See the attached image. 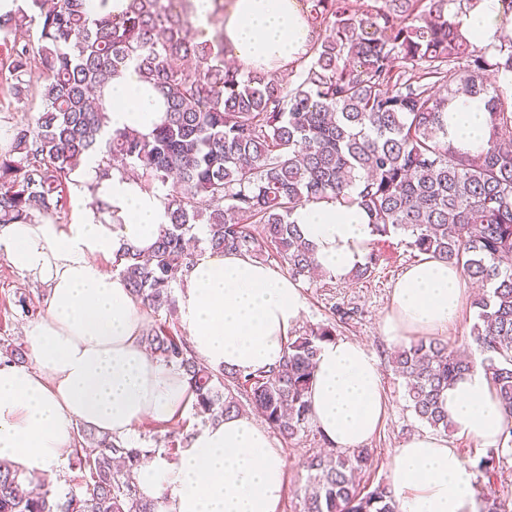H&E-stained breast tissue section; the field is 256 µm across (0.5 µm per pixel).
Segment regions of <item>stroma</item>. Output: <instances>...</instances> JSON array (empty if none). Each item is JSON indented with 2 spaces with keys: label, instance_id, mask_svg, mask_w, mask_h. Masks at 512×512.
I'll list each match as a JSON object with an SVG mask.
<instances>
[{
  "label": "stroma",
  "instance_id": "35a3bbf8",
  "mask_svg": "<svg viewBox=\"0 0 512 512\" xmlns=\"http://www.w3.org/2000/svg\"><path fill=\"white\" fill-rule=\"evenodd\" d=\"M40 108V99L17 101L9 94L6 85L0 84V142L8 141L14 126L33 118ZM382 250L386 260L369 282L335 279L326 282L305 280L301 283L306 299L301 327L330 320L332 306L351 310L348 320L337 323V336L361 341L380 361L387 412L381 427L367 442L373 461L362 482L370 488L388 484L389 464L396 448L409 435L425 428L409 406L404 382L390 364L392 348L380 332L394 285L415 259L405 243L396 237L383 243ZM21 294L27 299L28 309H21L16 303ZM46 295L45 284L24 276L5 255L0 254V344L22 343L21 326L44 314ZM275 444L283 448L288 461L287 488L280 512H302L304 488L309 476L307 462L314 454L328 451L329 445L318 433L291 441L279 437Z\"/></svg>",
  "mask_w": 512,
  "mask_h": 512
}]
</instances>
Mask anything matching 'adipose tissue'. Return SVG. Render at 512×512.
Returning <instances> with one entry per match:
<instances>
[{"mask_svg":"<svg viewBox=\"0 0 512 512\" xmlns=\"http://www.w3.org/2000/svg\"><path fill=\"white\" fill-rule=\"evenodd\" d=\"M512 21V0H477L460 28L477 46L496 41ZM227 55L241 72H280L311 46L300 0H229L221 22ZM109 127L147 135L164 114L154 92L127 69L112 82ZM448 140L464 152L485 147V103L462 100L448 114ZM97 193L111 213L71 224L40 218L0 226V252L48 287L46 312L22 332L31 360L0 364V460L49 473L70 454L79 425L119 440L144 420L165 422L193 397L181 371L160 364L142 342L143 313L123 279L102 260L121 244L149 250L168 222L159 194L113 176ZM297 223L321 267L338 279L361 265L372 240L364 211L330 204L301 210ZM463 280L447 263L426 259L397 280L381 331L392 343L454 323ZM306 309L298 282L241 253L198 255L179 298L180 322L194 355L208 366L253 371L278 364ZM312 420L339 450L361 447L382 424L380 362L356 340L321 344L310 389ZM457 432L481 448L500 443L506 419L482 367L446 393ZM399 512H476L474 475L439 434L416 433L389 465ZM287 464L269 430L247 414L200 427L176 461L141 464L136 481L154 512H279Z\"/></svg>","mask_w":512,"mask_h":512,"instance_id":"ef3b65f1","label":"adipose tissue"}]
</instances>
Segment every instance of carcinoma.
Here are the masks:
<instances>
[{"label": "carcinoma", "mask_w": 512, "mask_h": 512, "mask_svg": "<svg viewBox=\"0 0 512 512\" xmlns=\"http://www.w3.org/2000/svg\"><path fill=\"white\" fill-rule=\"evenodd\" d=\"M1 29L41 28V44L15 40L0 48L9 92L42 100L33 120L14 128L0 151V224L28 223L59 212L65 185L84 158L100 156L96 175L117 172L149 192L163 190L169 224L149 258L125 244L113 271L141 307L176 314L172 285L195 256L187 244L202 228L207 248L266 261L277 257L294 280L315 276V246L293 215L320 202L356 205L376 241L404 237L416 257L456 268L479 286L469 337L507 417L512 444V35L478 47L456 18L474 0H305L313 38L309 56L272 77L224 64V42L193 31L194 0H11ZM135 69L163 101L165 117L149 137L106 130L112 79ZM298 77L293 81L292 77ZM482 97L489 138L476 154L446 139L448 109ZM383 254L370 247L349 278L367 282ZM336 323L290 338L278 365L243 373L214 370L183 337L159 321L144 336L158 361L177 367L193 396L194 414L216 421L242 410L241 398L288 440L309 431V389L320 345ZM6 362L27 363L19 345L0 349ZM415 415L448 435L444 392L474 359L420 338L391 355ZM71 457L85 489L56 494L50 483L0 461V512H153L135 470L155 448L126 446L82 431ZM502 448L481 457L487 482L475 485L486 512H512L491 482ZM368 448L313 457L303 512H398L382 484L365 490L356 475L370 465Z\"/></svg>", "instance_id": "obj_1"}]
</instances>
